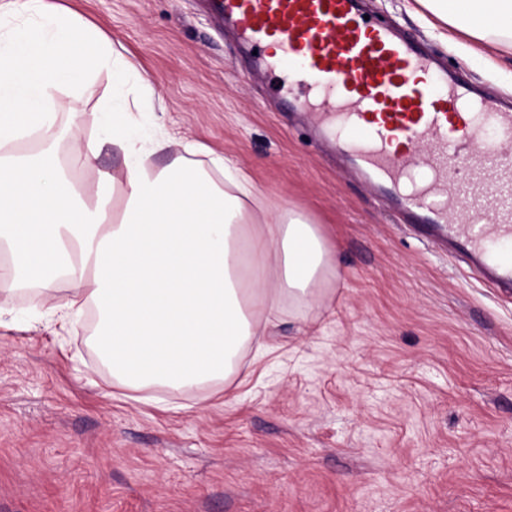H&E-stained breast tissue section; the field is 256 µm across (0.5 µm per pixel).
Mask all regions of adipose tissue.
Wrapping results in <instances>:
<instances>
[{
	"instance_id": "ef3b65f1",
	"label": "adipose tissue",
	"mask_w": 512,
	"mask_h": 512,
	"mask_svg": "<svg viewBox=\"0 0 512 512\" xmlns=\"http://www.w3.org/2000/svg\"><path fill=\"white\" fill-rule=\"evenodd\" d=\"M419 2L473 41L512 53V0ZM130 69L95 29L44 0H0V298L27 284L49 299L63 284L71 317L94 303V346L127 389L226 383L264 336L262 318L317 297L333 252L296 211L253 223L244 174L226 190L180 158L148 166L167 142L131 136L125 102L102 107L112 116L107 142L73 145L89 167L106 144L123 157V179L98 172L95 197L85 199L55 152L57 94L102 70L123 83ZM32 133L39 153L10 151Z\"/></svg>"
}]
</instances>
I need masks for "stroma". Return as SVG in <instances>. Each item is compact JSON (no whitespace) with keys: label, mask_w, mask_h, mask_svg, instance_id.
<instances>
[{"label":"stroma","mask_w":512,"mask_h":512,"mask_svg":"<svg viewBox=\"0 0 512 512\" xmlns=\"http://www.w3.org/2000/svg\"><path fill=\"white\" fill-rule=\"evenodd\" d=\"M47 2L135 64L133 133L170 140L152 165L230 158L269 213L320 226L336 270L317 301L284 306L269 351L184 393L119 386L83 324L61 329L66 290L1 303L0 512H512V297L400 222L315 138L296 67L258 65L208 0ZM361 5L512 104L511 58L475 53L417 0ZM113 94L101 72L60 95L59 155L90 194L123 159L107 145L88 169L73 141L100 136Z\"/></svg>","instance_id":"stroma-1"}]
</instances>
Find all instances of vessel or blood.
Wrapping results in <instances>:
<instances>
[{
  "instance_id": "1",
  "label": "vessel or blood",
  "mask_w": 512,
  "mask_h": 512,
  "mask_svg": "<svg viewBox=\"0 0 512 512\" xmlns=\"http://www.w3.org/2000/svg\"><path fill=\"white\" fill-rule=\"evenodd\" d=\"M267 65L299 63L300 104L324 131L350 137L357 169L396 194L414 229L448 246L492 288L512 293V162L485 135L512 137V108L449 80L421 47L365 19L360 0H216ZM470 201L456 219L448 200Z\"/></svg>"
}]
</instances>
